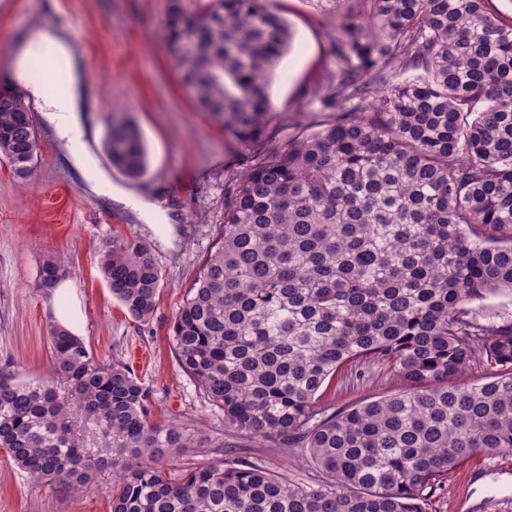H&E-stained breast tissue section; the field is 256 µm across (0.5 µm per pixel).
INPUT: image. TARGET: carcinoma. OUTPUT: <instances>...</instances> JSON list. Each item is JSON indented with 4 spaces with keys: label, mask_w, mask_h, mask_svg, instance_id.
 Returning <instances> with one entry per match:
<instances>
[{
    "label": "carcinoma",
    "mask_w": 512,
    "mask_h": 512,
    "mask_svg": "<svg viewBox=\"0 0 512 512\" xmlns=\"http://www.w3.org/2000/svg\"><path fill=\"white\" fill-rule=\"evenodd\" d=\"M341 16L337 77L306 91L331 113L275 145L267 94L292 34L267 0H167L164 41L198 107L244 145L224 224L174 318L183 371L224 428L301 448L326 480L300 484L248 464L179 463L224 447L152 420L120 362L51 326L54 374L0 379V450L52 486L111 479L112 512H425L443 476L512 449V319L473 303L512 292V22L489 0H314ZM423 74L398 83L400 71ZM0 89V157L27 179L31 110ZM103 148L143 176L148 150L115 113ZM100 272L136 321L162 281L136 237L104 245ZM45 261L39 287L55 288ZM387 363L401 388L320 406L344 367ZM484 366L482 381L463 377Z\"/></svg>",
    "instance_id": "obj_1"
}]
</instances>
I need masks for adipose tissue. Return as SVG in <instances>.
<instances>
[{
    "label": "adipose tissue",
    "instance_id": "ef3b65f1",
    "mask_svg": "<svg viewBox=\"0 0 512 512\" xmlns=\"http://www.w3.org/2000/svg\"><path fill=\"white\" fill-rule=\"evenodd\" d=\"M50 44L68 68L69 92L64 101L45 96L41 85L27 83L30 98L39 103L46 122L65 142L70 163L95 192L111 195L112 184L97 166L83 140V123L88 110L92 89L80 65L79 54L67 34L60 29L44 27L20 39L14 45L13 66L18 79L25 80L28 61L43 45Z\"/></svg>",
    "mask_w": 512,
    "mask_h": 512
}]
</instances>
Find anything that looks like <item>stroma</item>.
Wrapping results in <instances>:
<instances>
[{"instance_id": "obj_1", "label": "stroma", "mask_w": 512, "mask_h": 512, "mask_svg": "<svg viewBox=\"0 0 512 512\" xmlns=\"http://www.w3.org/2000/svg\"><path fill=\"white\" fill-rule=\"evenodd\" d=\"M43 2L25 0L17 12L0 11V80L16 83L7 52L15 27L55 24L71 32L94 88L96 110L88 115L85 140L115 196H99L85 184L40 115L31 176L18 179L0 162V377L48 379L49 328L69 315L80 321L79 337L90 352L124 363L149 389L155 421L174 419L223 439V447L193 449V462L242 461L295 482H321V471L300 449L225 431L223 414L182 371L171 344L170 325L223 224L224 185L229 174L247 167L250 151L209 113L197 111L179 87L163 41L166 0H56L50 15ZM269 6L293 35L268 88L271 123L288 135L323 118L305 105L303 93L336 71L332 46L340 20L312 0H269ZM116 112L131 113L145 138L149 165L141 178H128L103 153L106 125ZM126 194L151 202V210L128 206ZM115 237L147 242L161 267L149 322L131 318L102 279L99 254ZM50 258L61 264L70 289L47 294L39 288V269ZM399 388L386 366L361 364L332 380L322 401L341 408ZM509 459L512 451H502L449 471L427 512H512V469L502 467ZM0 512H112V500L98 482L69 492L36 483L0 453Z\"/></svg>"}]
</instances>
